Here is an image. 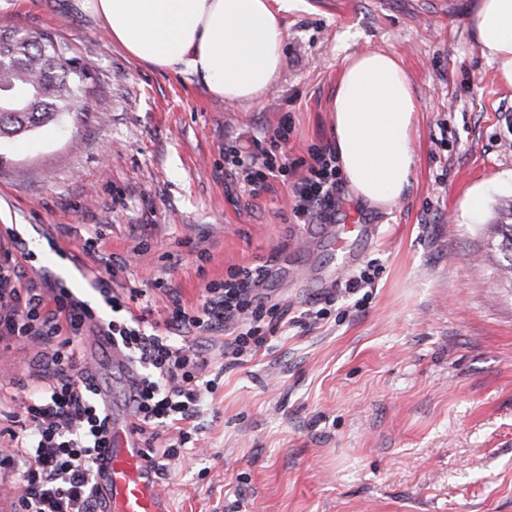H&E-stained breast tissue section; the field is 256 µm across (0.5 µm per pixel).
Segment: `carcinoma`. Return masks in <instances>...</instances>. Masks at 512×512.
Masks as SVG:
<instances>
[{"label":"carcinoma","instance_id":"1","mask_svg":"<svg viewBox=\"0 0 512 512\" xmlns=\"http://www.w3.org/2000/svg\"><path fill=\"white\" fill-rule=\"evenodd\" d=\"M17 33L13 28H0V43L13 49L15 64L0 73V136L8 138L78 118L73 102L82 96L88 73V65L73 55L65 40L47 39L41 33L13 46ZM505 215L506 220L494 225V240L503 259L501 267L512 273V203Z\"/></svg>","mask_w":512,"mask_h":512}]
</instances>
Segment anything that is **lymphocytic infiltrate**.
I'll use <instances>...</instances> for the list:
<instances>
[{"label": "lymphocytic infiltrate", "mask_w": 512, "mask_h": 512, "mask_svg": "<svg viewBox=\"0 0 512 512\" xmlns=\"http://www.w3.org/2000/svg\"><path fill=\"white\" fill-rule=\"evenodd\" d=\"M291 127L280 125L269 136L270 147L260 158H248L237 148L224 157L229 170L241 177L250 193L268 186L282 175L288 159L281 150ZM305 174L293 184L295 214L300 218L325 216L336 207L339 168L336 152L314 146ZM267 264L258 262L233 267L227 279L205 287L202 306L189 312L178 296L163 330H148L150 309L129 311L138 288L127 296L113 294L108 280L97 279L96 289L113 313L104 319L99 311L79 298L62 282L43 276L42 287L21 284L20 263L13 254L0 262V300L9 307L0 313V335L32 340L50 349L51 381L31 397L23 418L9 429L11 445L4 460L19 475L18 512H99L96 495V459L109 445L106 402L91 369L81 367V355L73 339L94 329L108 336L137 370V383L129 394L136 419L135 431L155 471L179 464L191 437L179 431L176 438L161 441L163 431L177 429L200 409L212 383L206 380V347L186 344L187 333L203 337L227 331L224 356L232 360L253 355L263 347L280 324L266 310L261 293L268 280Z\"/></svg>", "instance_id": "obj_1"}]
</instances>
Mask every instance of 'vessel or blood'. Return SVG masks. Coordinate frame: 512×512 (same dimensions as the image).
<instances>
[{
    "label": "vessel or blood",
    "mask_w": 512,
    "mask_h": 512,
    "mask_svg": "<svg viewBox=\"0 0 512 512\" xmlns=\"http://www.w3.org/2000/svg\"><path fill=\"white\" fill-rule=\"evenodd\" d=\"M130 414L110 422L109 446L96 462L101 512H170Z\"/></svg>",
    "instance_id": "b4317fda"
}]
</instances>
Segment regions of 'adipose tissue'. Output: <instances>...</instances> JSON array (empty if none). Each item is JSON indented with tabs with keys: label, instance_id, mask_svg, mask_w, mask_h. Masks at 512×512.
<instances>
[{
	"label": "adipose tissue",
	"instance_id": "adipose-tissue-1",
	"mask_svg": "<svg viewBox=\"0 0 512 512\" xmlns=\"http://www.w3.org/2000/svg\"><path fill=\"white\" fill-rule=\"evenodd\" d=\"M113 43L158 69L200 76L210 94L253 106L275 84L287 38L288 0H80ZM480 53L512 86V0H479ZM417 104L391 54L347 58L332 102L336 157L347 186L369 208H391L411 184Z\"/></svg>",
	"mask_w": 512,
	"mask_h": 512
}]
</instances>
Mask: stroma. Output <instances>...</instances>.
<instances>
[{
	"label": "stroma",
	"instance_id": "35a3bbf8",
	"mask_svg": "<svg viewBox=\"0 0 512 512\" xmlns=\"http://www.w3.org/2000/svg\"><path fill=\"white\" fill-rule=\"evenodd\" d=\"M475 4L292 0L279 77L244 107L129 57L76 0H0V26L65 39L96 85L65 129L0 147V225L32 255L25 280L47 270L95 304L90 265L115 290H145L162 320L171 302L155 280L193 310L229 268L270 267L281 328L231 366L213 334L219 374L196 447L159 477L170 512H512V276L489 247L512 202V89L478 50ZM369 51L399 60L417 101L414 175L393 207L366 208L343 185L329 217L303 224L293 177L252 196L225 172V147L254 153L284 120L290 163L334 144L341 67ZM98 230V256L83 254ZM369 265L372 293L354 302L345 282ZM330 295L328 317L309 318ZM74 343L109 402L126 403L111 352ZM46 354L0 340L1 409L21 413L46 383Z\"/></svg>",
	"mask_w": 512,
	"mask_h": 512
}]
</instances>
